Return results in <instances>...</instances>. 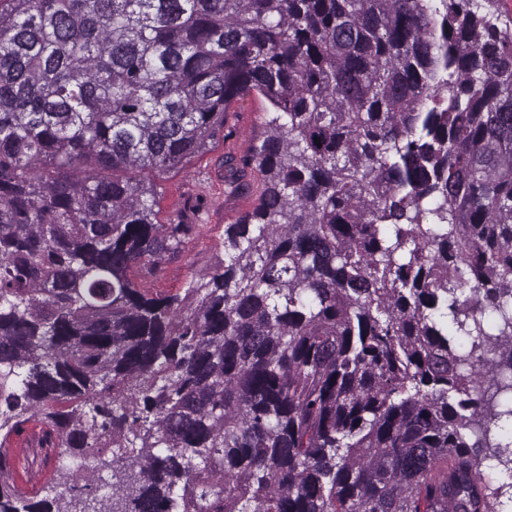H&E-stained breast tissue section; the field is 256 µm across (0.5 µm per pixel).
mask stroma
<instances>
[{
	"label": "stroma",
	"mask_w": 512,
	"mask_h": 512,
	"mask_svg": "<svg viewBox=\"0 0 512 512\" xmlns=\"http://www.w3.org/2000/svg\"><path fill=\"white\" fill-rule=\"evenodd\" d=\"M268 112L267 103L254 94L232 101L226 114L228 137H216L183 167L152 178L157 222L169 223L195 205L202 229L184 239L156 275L136 271V280L149 293H182L192 279L223 262L224 227L254 207L261 186L260 174L254 173L252 192H230L224 182V157L244 154L264 138Z\"/></svg>",
	"instance_id": "1"
}]
</instances>
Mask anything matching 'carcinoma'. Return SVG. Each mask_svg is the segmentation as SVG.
Listing matches in <instances>:
<instances>
[{
    "label": "carcinoma",
    "mask_w": 512,
    "mask_h": 512,
    "mask_svg": "<svg viewBox=\"0 0 512 512\" xmlns=\"http://www.w3.org/2000/svg\"><path fill=\"white\" fill-rule=\"evenodd\" d=\"M253 92L224 165L256 206L146 294L200 230L148 176ZM509 420L512 29L479 0H0V512H497Z\"/></svg>",
    "instance_id": "carcinoma-1"
}]
</instances>
